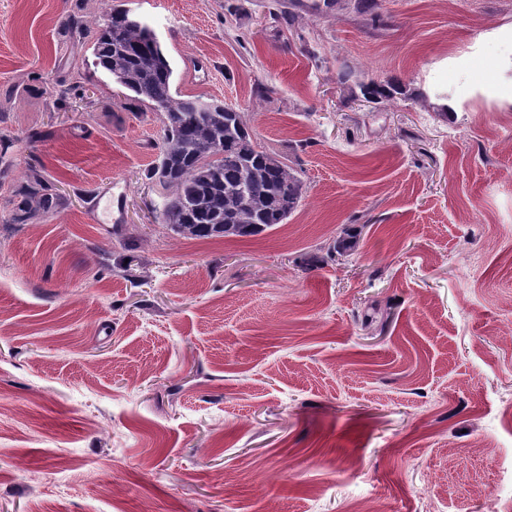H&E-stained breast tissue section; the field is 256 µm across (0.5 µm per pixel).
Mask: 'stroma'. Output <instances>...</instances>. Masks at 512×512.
<instances>
[{
  "label": "stroma",
  "mask_w": 512,
  "mask_h": 512,
  "mask_svg": "<svg viewBox=\"0 0 512 512\" xmlns=\"http://www.w3.org/2000/svg\"><path fill=\"white\" fill-rule=\"evenodd\" d=\"M367 3L0 0V512H512V0ZM113 7L298 171L286 223L163 224ZM49 187L44 184L39 175H33L23 189L25 202L17 208L12 222L24 224L28 222L35 211L49 212L60 203V196L49 193ZM33 203L35 206H33Z\"/></svg>",
  "instance_id": "35a3bbf8"
}]
</instances>
